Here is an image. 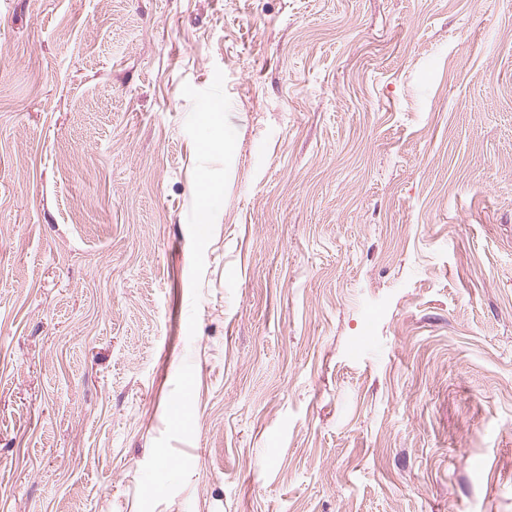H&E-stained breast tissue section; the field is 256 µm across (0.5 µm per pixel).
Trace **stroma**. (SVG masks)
Wrapping results in <instances>:
<instances>
[{
    "label": "stroma",
    "mask_w": 512,
    "mask_h": 512,
    "mask_svg": "<svg viewBox=\"0 0 512 512\" xmlns=\"http://www.w3.org/2000/svg\"><path fill=\"white\" fill-rule=\"evenodd\" d=\"M0 512H512V0H0Z\"/></svg>",
    "instance_id": "35a3bbf8"
}]
</instances>
